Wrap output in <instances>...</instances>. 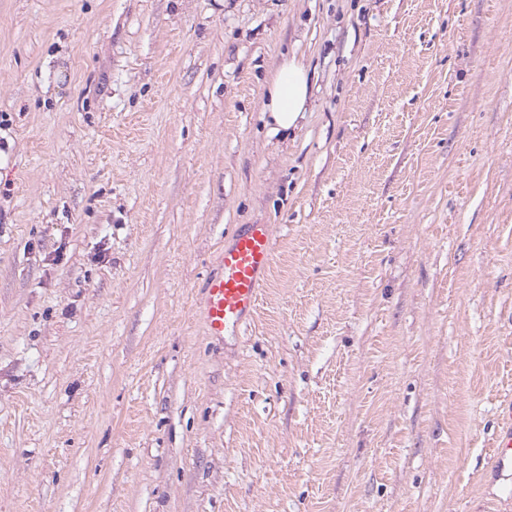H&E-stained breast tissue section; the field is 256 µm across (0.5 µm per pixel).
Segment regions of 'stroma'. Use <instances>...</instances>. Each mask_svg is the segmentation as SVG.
Returning <instances> with one entry per match:
<instances>
[{"mask_svg":"<svg viewBox=\"0 0 512 512\" xmlns=\"http://www.w3.org/2000/svg\"><path fill=\"white\" fill-rule=\"evenodd\" d=\"M2 113L0 512H512V0H0ZM311 92L305 65L293 57L284 58L271 81L265 102L271 130L278 134L294 129L306 112ZM274 234L268 224H248L218 257L219 271L208 278L196 313L205 333L228 336L239 329L257 308L261 277L271 266ZM498 467L512 469V406L503 407L498 414V432L492 449Z\"/></svg>","mask_w":512,"mask_h":512,"instance_id":"1","label":"stroma"}]
</instances>
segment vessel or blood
<instances>
[{
	"instance_id": "vessel-or-blood-1",
	"label": "vessel or blood",
	"mask_w": 512,
	"mask_h": 512,
	"mask_svg": "<svg viewBox=\"0 0 512 512\" xmlns=\"http://www.w3.org/2000/svg\"><path fill=\"white\" fill-rule=\"evenodd\" d=\"M274 234L270 225L250 224L240 230L218 257L219 270L200 291L196 313L211 337L239 329L256 310L261 278L271 266ZM492 457L499 468L512 469V406L498 414Z\"/></svg>"
}]
</instances>
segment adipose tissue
<instances>
[{
    "mask_svg": "<svg viewBox=\"0 0 512 512\" xmlns=\"http://www.w3.org/2000/svg\"><path fill=\"white\" fill-rule=\"evenodd\" d=\"M311 92L305 65L294 58L283 59L268 88L265 103L272 131L294 129L306 110Z\"/></svg>",
    "mask_w": 512,
    "mask_h": 512,
    "instance_id": "1",
    "label": "adipose tissue"
}]
</instances>
